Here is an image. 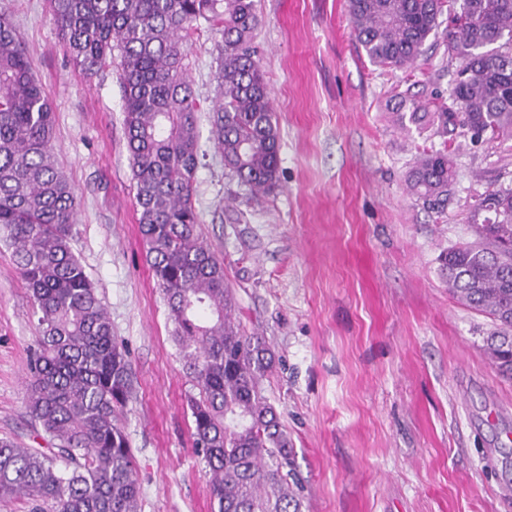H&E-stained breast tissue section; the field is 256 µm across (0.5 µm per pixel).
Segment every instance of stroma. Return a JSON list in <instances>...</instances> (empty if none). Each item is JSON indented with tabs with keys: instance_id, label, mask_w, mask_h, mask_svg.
Here are the masks:
<instances>
[{
	"instance_id": "1",
	"label": "stroma",
	"mask_w": 512,
	"mask_h": 512,
	"mask_svg": "<svg viewBox=\"0 0 512 512\" xmlns=\"http://www.w3.org/2000/svg\"><path fill=\"white\" fill-rule=\"evenodd\" d=\"M54 103L51 141L80 206L71 248L126 350L133 395L121 423L141 512H213L193 447L190 396L146 257L123 125L119 70L74 65L50 0H0ZM221 36L188 54L201 165L192 202L224 264L236 318L276 358L263 388L294 450L299 512H512V379L488 359L494 325L460 303L439 256L470 237L475 197L512 180V140L456 137L444 212L408 194L415 156L440 138L397 122L408 86L448 93L458 60L431 48L406 69L357 42L346 0H260V53L280 136L277 186L255 196L224 166L209 115ZM36 318L0 243V437L45 448L25 403Z\"/></svg>"
}]
</instances>
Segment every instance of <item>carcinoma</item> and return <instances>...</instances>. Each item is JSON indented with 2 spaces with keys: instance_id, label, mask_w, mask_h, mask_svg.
<instances>
[{
  "instance_id": "obj_1",
  "label": "carcinoma",
  "mask_w": 512,
  "mask_h": 512,
  "mask_svg": "<svg viewBox=\"0 0 512 512\" xmlns=\"http://www.w3.org/2000/svg\"><path fill=\"white\" fill-rule=\"evenodd\" d=\"M73 62L88 76L120 54L124 127L140 232L167 302L180 355L199 397L188 406L194 448L208 468L214 512H298L288 434L261 383L275 365L264 338L235 320L224 265L198 231L192 195L200 164L199 103L187 80L201 22L222 34L213 110L224 166L255 193L278 182L280 139L256 59L257 0H50ZM369 60L401 68L429 39L459 60L451 105L399 92L400 124L443 138L406 174L430 209L448 204L454 181L448 137L512 140V0H347ZM448 27L440 29L439 18ZM53 108L10 18L0 14V240L30 292L37 345L28 363L26 407L52 448L0 438V502L30 512H140L133 450L119 423L133 394L126 351L96 289L72 252L77 194L51 149ZM472 239L440 255L448 288L490 315L485 352L512 378V182L479 195Z\"/></svg>"
}]
</instances>
